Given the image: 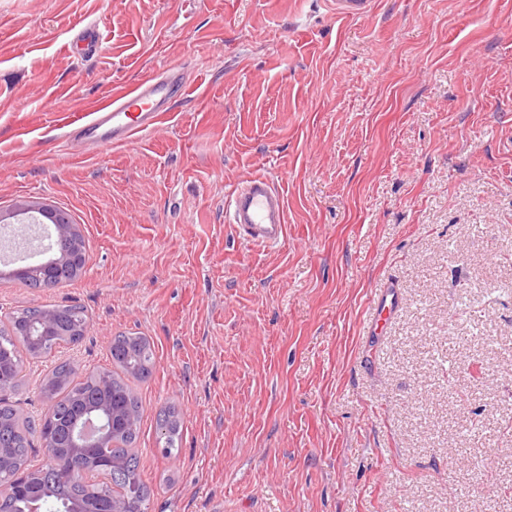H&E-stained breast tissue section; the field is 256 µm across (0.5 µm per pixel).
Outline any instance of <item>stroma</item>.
<instances>
[{"instance_id": "obj_1", "label": "stroma", "mask_w": 512, "mask_h": 512, "mask_svg": "<svg viewBox=\"0 0 512 512\" xmlns=\"http://www.w3.org/2000/svg\"><path fill=\"white\" fill-rule=\"evenodd\" d=\"M87 23L107 39L73 58ZM199 61L160 132L68 150L72 114ZM257 173L288 204L274 249L224 222ZM41 207L78 224L86 268L31 288L0 243V320L70 304L87 324L25 358L14 399L40 415L55 364L107 369L113 336L148 337V512H512V0L355 19L329 0H0V216ZM400 289L395 282L387 283L372 299L374 315L365 326L368 336L378 339L382 336L384 326L400 304ZM159 430L165 438V447L170 453L175 449L180 438L182 430V422L179 414L173 409L168 410L159 419ZM163 430L165 431L163 433Z\"/></svg>"}]
</instances>
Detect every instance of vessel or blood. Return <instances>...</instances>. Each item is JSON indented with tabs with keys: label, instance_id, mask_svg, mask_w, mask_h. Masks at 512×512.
<instances>
[{
	"label": "vessel or blood",
	"instance_id": "obj_1",
	"mask_svg": "<svg viewBox=\"0 0 512 512\" xmlns=\"http://www.w3.org/2000/svg\"><path fill=\"white\" fill-rule=\"evenodd\" d=\"M188 91L183 66L166 64L132 87L114 88L110 96L71 120L67 145L74 152L101 153L134 144L142 135L158 130L165 114L186 98ZM224 221L248 245H281L288 236L286 198L269 175H251L225 192ZM399 304L397 283H387L372 300L374 315L365 327L368 336H382Z\"/></svg>",
	"mask_w": 512,
	"mask_h": 512
}]
</instances>
